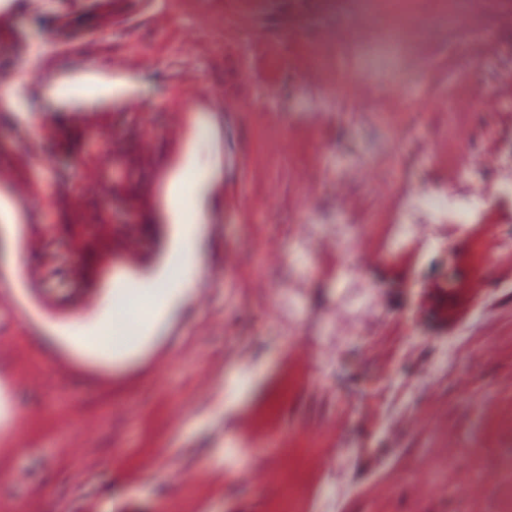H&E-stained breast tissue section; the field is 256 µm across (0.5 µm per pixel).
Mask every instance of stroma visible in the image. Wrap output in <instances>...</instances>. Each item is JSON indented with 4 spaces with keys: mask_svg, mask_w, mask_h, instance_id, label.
Returning <instances> with one entry per match:
<instances>
[{
    "mask_svg": "<svg viewBox=\"0 0 512 512\" xmlns=\"http://www.w3.org/2000/svg\"><path fill=\"white\" fill-rule=\"evenodd\" d=\"M99 2L7 0L27 56L0 40V71L23 75L0 109V160L16 152L24 121L43 133L46 161L34 173L36 195L0 209V275L31 232L32 265L49 252L57 260L42 288L53 306L36 328L14 310L21 289L0 279V370L27 373L13 398L26 424L0 426V512H512V466L494 458L512 448V263L502 260L512 255V197L500 191L512 170L492 156L512 149V95L492 92L512 62L491 55L462 74L463 32L438 27L423 45L427 79L402 87L401 109L385 112L378 100L336 99L302 79L316 48L326 50L327 72L367 65L356 50H327L347 18L327 16L324 0H211L204 14L192 0H123V21L109 26ZM156 10L164 28L148 20ZM246 13L261 45L239 22ZM132 54L143 65L121 70ZM45 61L67 76L113 75L111 103L91 106L81 85H47ZM183 70L241 103L223 137L247 157L242 211L228 215L223 239L204 237L198 255L201 269L225 265L224 276L194 287L134 355L59 377L56 352L71 348L61 322L80 311L94 321L126 261L99 258L83 305L66 303L73 256L50 227L102 213L115 230L144 227L139 280L166 272L169 215L141 208L135 191L172 155L165 126L187 93L176 78ZM462 76L483 95L454 131L467 162L452 175L442 156L446 102ZM93 108L132 152L149 149L153 168L110 159L73 126V113ZM215 161L210 137L198 135L183 177L188 207L225 212L223 195L195 187L216 176ZM383 165L393 199H482L481 221L417 216L415 234L390 251L359 240L351 269L317 252L311 239L334 244L351 232L342 197L377 201ZM59 187L82 196L78 212L51 205ZM457 266L485 288L437 315ZM348 284L370 289L375 306L341 334L336 310ZM425 456L431 466L418 469Z\"/></svg>",
    "mask_w": 512,
    "mask_h": 512,
    "instance_id": "1",
    "label": "stroma"
}]
</instances>
